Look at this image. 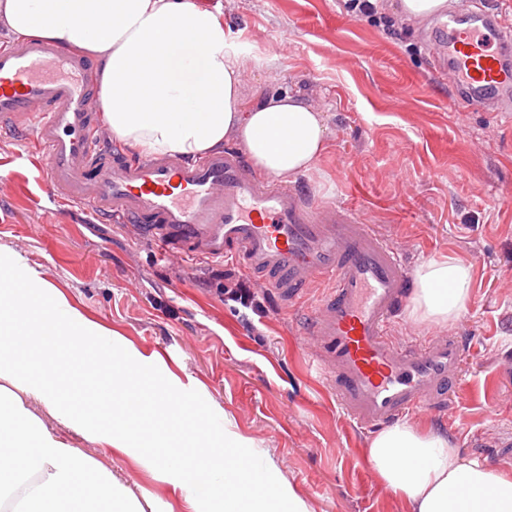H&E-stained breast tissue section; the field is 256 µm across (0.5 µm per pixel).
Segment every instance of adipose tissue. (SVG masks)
Wrapping results in <instances>:
<instances>
[{"mask_svg":"<svg viewBox=\"0 0 512 512\" xmlns=\"http://www.w3.org/2000/svg\"><path fill=\"white\" fill-rule=\"evenodd\" d=\"M0 28L95 59L105 129L138 155L193 158L235 139L261 170L290 181L311 171L327 147L325 114L301 95L288 91L246 104V55L226 34L219 12L195 0H0ZM470 282L469 266L458 259L421 264L414 273L411 318L454 322ZM46 336L61 337L80 353L110 340L56 289L32 306L13 289L1 288L0 512H144L111 470L46 428L48 415L88 441L133 450V430L103 423L109 408L89 418L47 380L64 362L41 349ZM20 342L38 350L39 382H30L7 354ZM33 400L42 414L30 409ZM208 408L203 394L180 386L157 405L173 424L207 415L206 426L190 428L189 434H223V447L193 454L179 448L134 450L135 460L173 475L190 505L207 497L223 503L224 512H313L280 480L238 482L239 463L226 449L239 437ZM367 458L382 483L406 502L407 512H512V476L462 456L446 435L400 422L374 436Z\"/></svg>","mask_w":512,"mask_h":512,"instance_id":"obj_1","label":"adipose tissue"}]
</instances>
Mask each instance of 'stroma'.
I'll return each mask as SVG.
<instances>
[{
	"instance_id": "1",
	"label": "stroma",
	"mask_w": 512,
	"mask_h": 512,
	"mask_svg": "<svg viewBox=\"0 0 512 512\" xmlns=\"http://www.w3.org/2000/svg\"><path fill=\"white\" fill-rule=\"evenodd\" d=\"M196 2L219 9L249 53L248 89L297 91L325 112L327 149L297 186L356 209L411 267L441 256L470 266L468 301L449 326L471 337L470 368L450 408L409 422L512 473V461L494 460L497 443L512 437V114L454 110L449 82L429 73L430 20L397 38L349 12L346 0ZM31 151L26 137L0 135V172L13 175L0 193V250L112 330L117 373L129 380L128 389L113 386L77 356L63 392L93 415L103 401L130 397L128 421L151 445L167 426L155 402L170 383L193 388L240 435L235 455L266 458L314 512H407L367 461L370 433L346 419L300 343L318 289L288 310L270 301L258 317L221 293L223 273L237 265L189 252L164 258L124 225L58 205ZM130 355L141 366L124 364ZM45 424L146 495L151 512H189L168 478L53 419Z\"/></svg>"
}]
</instances>
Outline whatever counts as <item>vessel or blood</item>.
Wrapping results in <instances>:
<instances>
[{"label": "vessel or blood", "mask_w": 512, "mask_h": 512, "mask_svg": "<svg viewBox=\"0 0 512 512\" xmlns=\"http://www.w3.org/2000/svg\"><path fill=\"white\" fill-rule=\"evenodd\" d=\"M438 29L433 55L448 62L456 111L512 112V28L489 5L460 0ZM98 99L93 68L76 52L41 39L0 47V133H32L55 201L133 225L169 254L233 261L286 307L327 284L301 342L360 426L382 428L454 402L465 341L393 335L410 269L374 225L262 175L235 148L193 162L128 160L97 131Z\"/></svg>", "instance_id": "b4317fda"}]
</instances>
